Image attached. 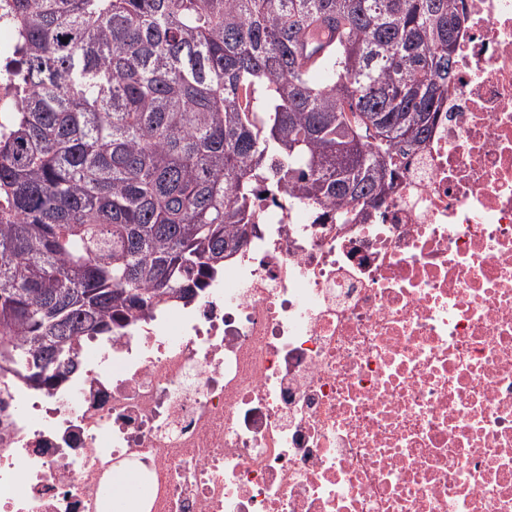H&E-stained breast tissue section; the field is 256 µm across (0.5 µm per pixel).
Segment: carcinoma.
Here are the masks:
<instances>
[{"label": "carcinoma", "instance_id": "obj_1", "mask_svg": "<svg viewBox=\"0 0 512 512\" xmlns=\"http://www.w3.org/2000/svg\"><path fill=\"white\" fill-rule=\"evenodd\" d=\"M29 89L0 135V376L50 387L84 337L189 304L257 189L362 223L432 135L461 0H15ZM339 37L316 81L311 31Z\"/></svg>", "mask_w": 512, "mask_h": 512}]
</instances>
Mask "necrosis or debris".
<instances>
[{
  "mask_svg": "<svg viewBox=\"0 0 512 512\" xmlns=\"http://www.w3.org/2000/svg\"><path fill=\"white\" fill-rule=\"evenodd\" d=\"M466 6L432 137L367 223L260 198L193 307L0 385V512H105L122 469L137 512H512V0Z\"/></svg>",
  "mask_w": 512,
  "mask_h": 512,
  "instance_id": "4bbe7bcc",
  "label": "necrosis or debris"
}]
</instances>
